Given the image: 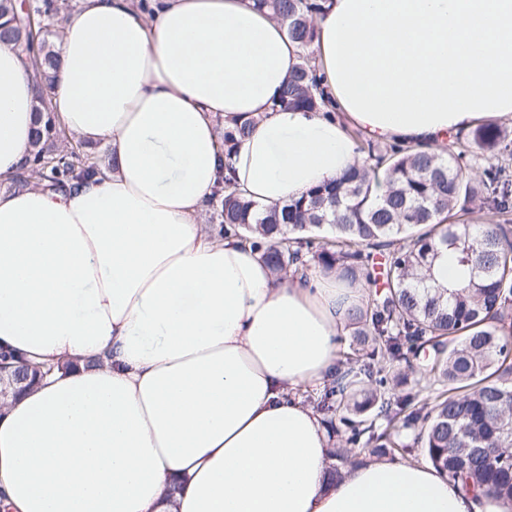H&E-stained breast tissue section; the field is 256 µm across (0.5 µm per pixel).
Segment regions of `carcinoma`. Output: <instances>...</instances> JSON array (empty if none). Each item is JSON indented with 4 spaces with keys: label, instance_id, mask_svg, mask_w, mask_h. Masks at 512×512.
Segmentation results:
<instances>
[{
    "label": "carcinoma",
    "instance_id": "obj_1",
    "mask_svg": "<svg viewBox=\"0 0 512 512\" xmlns=\"http://www.w3.org/2000/svg\"><path fill=\"white\" fill-rule=\"evenodd\" d=\"M311 58L313 16L321 0H257ZM53 0H0V40L28 57L37 84L56 77L54 40L62 35ZM42 51L30 56L33 34ZM317 70L306 62L275 103L318 110L324 104ZM30 169L13 179L29 185L43 173L56 188L76 170L102 159L56 123L46 99L37 108ZM251 123L224 132L220 149ZM464 150L367 144L362 162L306 197L263 210L232 192L216 194L212 223L252 240L279 275L288 266L319 271L365 290L349 317L355 346L337 361L316 409L346 446L372 457L406 455L420 447L433 467L474 494L486 490L512 502V172L491 166L474 178L480 157L509 156L512 139L496 123L475 128ZM288 229L276 243L266 241ZM448 252L465 274L447 290L432 284V265ZM434 385L430 401L414 400L421 381Z\"/></svg>",
    "mask_w": 512,
    "mask_h": 512
}]
</instances>
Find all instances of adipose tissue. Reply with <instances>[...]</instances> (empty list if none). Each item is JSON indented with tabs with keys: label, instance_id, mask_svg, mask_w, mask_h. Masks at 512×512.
I'll list each match as a JSON object with an SVG mask.
<instances>
[{
	"label": "adipose tissue",
	"instance_id": "adipose-tissue-1",
	"mask_svg": "<svg viewBox=\"0 0 512 512\" xmlns=\"http://www.w3.org/2000/svg\"><path fill=\"white\" fill-rule=\"evenodd\" d=\"M314 26L317 112L275 106L303 50L256 0H78L49 102L112 162L59 190L9 187L37 100L0 42V346L54 368L0 409V512H512L417 462L332 477L304 394L364 292L206 223L226 186L268 208L336 181L348 128L435 147L512 117V0H326Z\"/></svg>",
	"mask_w": 512,
	"mask_h": 512
}]
</instances>
